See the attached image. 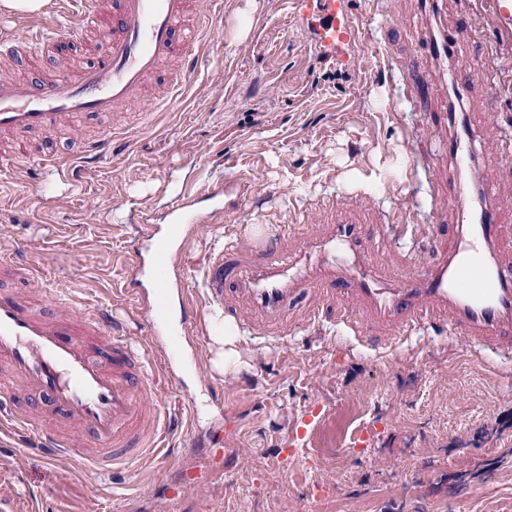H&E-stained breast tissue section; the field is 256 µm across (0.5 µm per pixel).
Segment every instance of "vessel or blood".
<instances>
[{
  "mask_svg": "<svg viewBox=\"0 0 512 512\" xmlns=\"http://www.w3.org/2000/svg\"><path fill=\"white\" fill-rule=\"evenodd\" d=\"M189 7L190 0H79L70 27L38 31L23 44H1L0 56L29 62L40 51L62 47L76 33L110 34L92 65L73 75L0 79V140L13 141L0 152V164L34 157L44 168L69 177L71 155H33L20 134L142 100L149 79L175 58L181 61L182 78H189L207 37L200 27H187ZM431 8L421 64L448 68L455 87L479 73L486 88H494L490 53H461L477 40L462 0H431ZM314 9L330 37L342 40L352 34L335 0H315ZM402 79L425 112L429 129L446 127L448 108L435 104L425 78L412 70L403 72ZM114 140V132L103 129L83 142L81 153L103 160ZM446 154L456 172L472 168L470 133L449 136ZM220 195L204 185L185 190L170 224L159 230L147 227L132 242L127 272L133 278L148 275L152 286L150 298L135 303L145 316L148 340L162 357L157 369L130 342L111 310H86L74 290L53 288L36 262L22 254L0 265L2 271L40 283L56 303L45 310L0 290V370L8 375L0 381V416L21 426L47 461L76 460L85 469L109 473L159 455L168 411L148 397L155 387L177 381L184 365L186 330L173 327L171 306L172 290L189 267L179 244L192 225L203 222L200 202ZM477 197L479 208H471L458 179L434 196L435 210L455 207L467 221L436 232L437 259L428 269L407 267L398 277L384 276L370 263L377 222L335 215L292 257L276 251L274 230L249 240V259H242L236 247L210 253L202 262L208 298L221 307L229 298L242 299L265 314L261 335L280 338L292 326V298L312 289L323 297L313 318L336 321L350 335L359 338L386 328L394 341L438 329L462 338L473 352L490 355L496 368L512 375V258L503 251L512 240V204L493 185L481 186Z\"/></svg>",
  "mask_w": 512,
  "mask_h": 512,
  "instance_id": "vessel-or-blood-1",
  "label": "vessel or blood"
}]
</instances>
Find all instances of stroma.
<instances>
[{
  "label": "stroma",
  "mask_w": 512,
  "mask_h": 512,
  "mask_svg": "<svg viewBox=\"0 0 512 512\" xmlns=\"http://www.w3.org/2000/svg\"><path fill=\"white\" fill-rule=\"evenodd\" d=\"M336 5L356 30L343 41L326 37L308 0H191V19L208 34L204 65L172 94L178 62L159 70L148 94L170 100L151 120L134 103L31 134L39 150L74 152L102 128L119 131L112 155L78 162L69 182L34 159L0 178V256L23 244L48 278L121 315L140 215L167 224L187 184H238L220 200L227 222L198 225L184 243L198 260L258 224H300L286 244L301 250L323 208L356 217L367 196L384 213L410 200L428 206L429 185L410 176L424 114L384 66L392 35L417 59L425 21L415 0H387L382 18L370 0ZM76 8L47 0L38 14L0 10V35L25 40L35 23L68 24ZM461 106L480 149L500 117L512 119V91L490 101L475 81ZM434 259L387 238L373 251L386 273ZM201 280L190 270L186 293L201 316L181 380L151 395L175 415L170 460L103 478L21 454L0 430V512H512V429L493 431L512 409V383L479 356L433 332L371 347L317 329L308 318L318 298L307 290L291 305L292 335L238 337L236 364L221 371ZM211 440L224 450L222 468L195 449ZM288 447L297 454L282 470L277 451Z\"/></svg>",
  "instance_id": "1"
}]
</instances>
